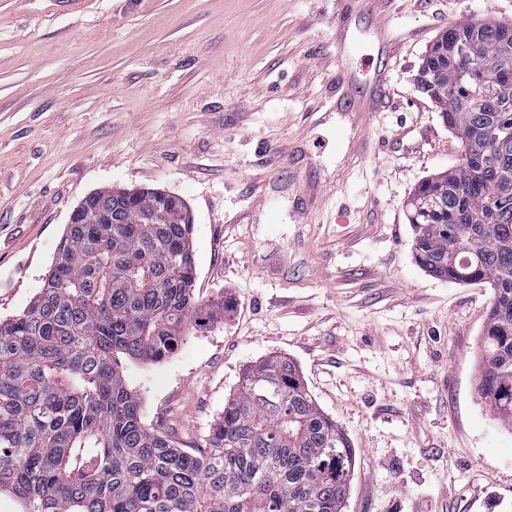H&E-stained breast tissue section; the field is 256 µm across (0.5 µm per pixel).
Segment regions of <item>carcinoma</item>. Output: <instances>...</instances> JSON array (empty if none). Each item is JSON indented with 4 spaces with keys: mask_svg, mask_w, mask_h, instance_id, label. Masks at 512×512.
<instances>
[{
    "mask_svg": "<svg viewBox=\"0 0 512 512\" xmlns=\"http://www.w3.org/2000/svg\"><path fill=\"white\" fill-rule=\"evenodd\" d=\"M471 34L461 24L441 32L422 69L438 74L447 91L431 99L476 153L492 142L474 141L475 130L512 121V85L493 91L486 109L465 103L467 63L453 47ZM478 40L484 73L512 70V27L486 22ZM158 195L91 194L83 213L103 210L111 223L68 225L41 291L0 321V492L22 512H343L353 444L286 358L244 372L204 448L182 451L144 425L115 356L168 358L189 328L228 310L196 300L188 208L168 199L156 224L147 212ZM421 197L434 205L407 214L417 263L493 289L476 390L512 429V146L484 175L462 159L422 181L411 200Z\"/></svg>",
    "mask_w": 512,
    "mask_h": 512,
    "instance_id": "1",
    "label": "carcinoma"
}]
</instances>
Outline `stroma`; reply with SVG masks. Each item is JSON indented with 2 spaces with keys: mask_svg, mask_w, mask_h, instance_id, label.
<instances>
[{
  "mask_svg": "<svg viewBox=\"0 0 512 512\" xmlns=\"http://www.w3.org/2000/svg\"><path fill=\"white\" fill-rule=\"evenodd\" d=\"M472 18L510 22L512 0H380L348 18L346 53L336 0H0V320L40 292L88 194H177L195 296L232 312L173 357L123 358L148 428L197 448L243 372L282 355L355 448L344 512H512V431L475 390L493 291L421 270L406 218L460 158L415 76ZM378 19L391 104L355 122L327 106L340 71L372 78Z\"/></svg>",
  "mask_w": 512,
  "mask_h": 512,
  "instance_id": "stroma-1",
  "label": "stroma"
}]
</instances>
